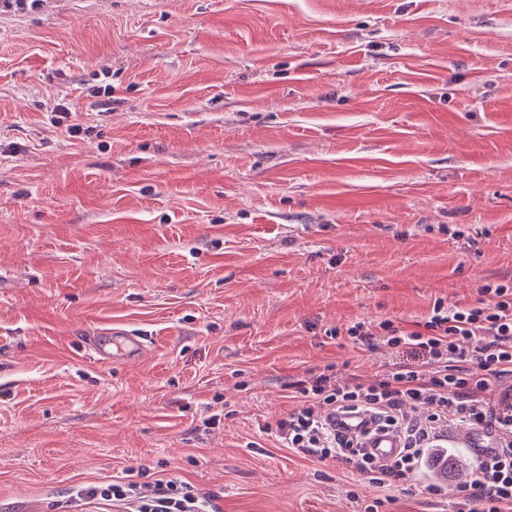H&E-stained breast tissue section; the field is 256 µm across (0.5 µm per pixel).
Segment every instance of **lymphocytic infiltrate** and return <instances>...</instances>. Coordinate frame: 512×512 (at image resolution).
Returning <instances> with one entry per match:
<instances>
[{"mask_svg": "<svg viewBox=\"0 0 512 512\" xmlns=\"http://www.w3.org/2000/svg\"><path fill=\"white\" fill-rule=\"evenodd\" d=\"M475 304L435 302L422 329L408 331L387 319L378 327L357 321L344 334L367 349L385 344L402 353L369 384L320 373L294 382L298 403L270 425L285 448L319 461L350 466L376 488L405 485L445 431L465 424L490 433L498 449L480 459L461 491L465 512H512V397L487 402L491 381L512 376V286L484 285ZM364 409L395 428L405 445L391 461L350 450L328 424L330 413ZM81 507L104 501L127 512H220L216 497L162 478L141 483L127 476L74 488Z\"/></svg>", "mask_w": 512, "mask_h": 512, "instance_id": "1", "label": "lymphocytic infiltrate"}]
</instances>
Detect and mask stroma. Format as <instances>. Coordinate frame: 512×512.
<instances>
[{
	"instance_id": "1",
	"label": "stroma",
	"mask_w": 512,
	"mask_h": 512,
	"mask_svg": "<svg viewBox=\"0 0 512 512\" xmlns=\"http://www.w3.org/2000/svg\"><path fill=\"white\" fill-rule=\"evenodd\" d=\"M67 109L66 118L56 116ZM512 285V0H0V512L140 470L222 512H459L265 423ZM146 336L139 360L83 344ZM85 344L90 355L98 362H116L139 358L145 348V338L124 329H100L87 336Z\"/></svg>"
}]
</instances>
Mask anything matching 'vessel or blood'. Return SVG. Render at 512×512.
<instances>
[{
	"label": "vessel or blood",
	"mask_w": 512,
	"mask_h": 512,
	"mask_svg": "<svg viewBox=\"0 0 512 512\" xmlns=\"http://www.w3.org/2000/svg\"><path fill=\"white\" fill-rule=\"evenodd\" d=\"M90 355L100 362H116L139 358L145 348V339L124 329L106 328L86 337ZM330 427L351 447L388 460L397 455L402 447L399 435L382 426L378 419L365 411L339 412L330 418Z\"/></svg>",
	"instance_id": "1"
}]
</instances>
